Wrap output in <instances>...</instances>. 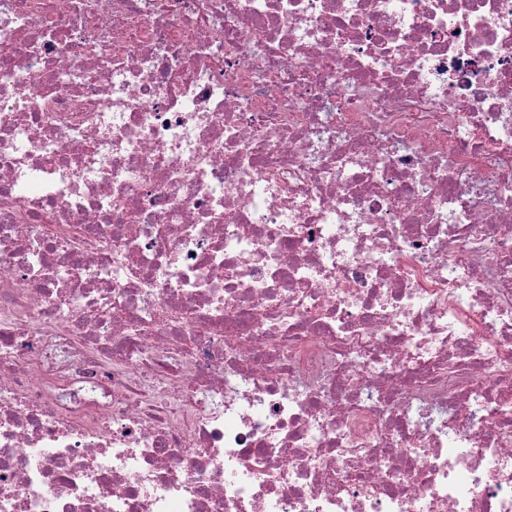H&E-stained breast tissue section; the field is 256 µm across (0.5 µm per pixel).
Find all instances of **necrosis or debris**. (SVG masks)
I'll use <instances>...</instances> for the list:
<instances>
[{
    "label": "necrosis or debris",
    "mask_w": 512,
    "mask_h": 512,
    "mask_svg": "<svg viewBox=\"0 0 512 512\" xmlns=\"http://www.w3.org/2000/svg\"><path fill=\"white\" fill-rule=\"evenodd\" d=\"M0 512H512V0H0Z\"/></svg>",
    "instance_id": "1"
}]
</instances>
